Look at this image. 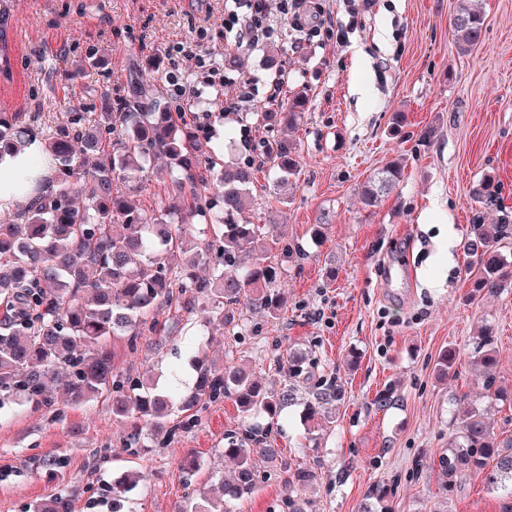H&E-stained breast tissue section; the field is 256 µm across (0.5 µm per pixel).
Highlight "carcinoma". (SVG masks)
I'll list each match as a JSON object with an SVG mask.
<instances>
[{"label": "carcinoma", "instance_id": "cac0c4a2", "mask_svg": "<svg viewBox=\"0 0 512 512\" xmlns=\"http://www.w3.org/2000/svg\"><path fill=\"white\" fill-rule=\"evenodd\" d=\"M452 19L457 52L465 54L484 36L485 13L469 0H460ZM19 0H0V76L12 75L8 34ZM158 88L140 84L133 100L109 105L94 118L74 112L44 138L45 152L55 172L53 190L45 192L41 179L24 173L19 181L33 183V195L8 222H0V396H12L37 407L54 406L49 386L66 377L69 400L86 405L112 389V415L130 424L127 447L149 439L168 445L177 434L199 422V412L223 399L234 401L243 414L241 427L224 435V457L236 462L231 480L219 499L186 498L177 512H234V502L249 498L261 477L251 461L253 447L280 458L282 505L287 512H308L300 491L315 478L313 466L292 470L274 447L275 418L297 404V383L312 379L304 358L292 351L278 358L276 369L288 383L267 391L239 365L216 370L196 357L191 366L193 385L177 386L180 370L170 369L167 386L149 378L125 384L114 365L110 343L126 339L135 350L149 337L155 353L184 320L196 319L206 329L200 343L224 336L239 308L276 319L285 304L274 288L278 268L266 253L278 249L288 255V232L283 224H254L243 216L258 166L255 161H231L216 171L212 162L196 155L192 132L178 123L171 107L156 100ZM307 106L304 92L288 101L280 118L292 125ZM118 138L111 140L109 135ZM35 136L17 125L16 116L0 113V163L17 154ZM168 160L172 190L155 209L142 210L114 189V182L142 184L148 161ZM94 167L87 170L88 159ZM262 163L277 171L285 185L299 174L295 148L268 139L262 143ZM399 159L389 162L364 186L362 199L374 207L392 193L403 177ZM203 224L209 236L199 238L194 226ZM495 231L473 226L464 249L479 266L474 294H494L512 284V261L503 242L512 239V214L503 213ZM183 255L173 264L174 252ZM201 263L214 265L209 277L194 273ZM174 309L172 326L159 325L153 313ZM477 363L482 367L485 397H504L495 386V336L486 327L474 337ZM459 352L450 346L437 357L439 377L457 374ZM343 396L336 378L319 377L303 401L304 418L311 423L329 417V409ZM448 484L469 473L484 475L488 490L499 494L504 512H512V437L499 439L484 412L472 408L456 418L448 452L435 462ZM129 471L112 486L121 499L139 481ZM394 490L378 486L365 494L358 512H392ZM32 512H71L70 500L49 496Z\"/></svg>", "mask_w": 512, "mask_h": 512}]
</instances>
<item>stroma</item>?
I'll list each match as a JSON object with an SVG mask.
<instances>
[{
    "mask_svg": "<svg viewBox=\"0 0 512 512\" xmlns=\"http://www.w3.org/2000/svg\"><path fill=\"white\" fill-rule=\"evenodd\" d=\"M264 2L269 43L287 73L279 101L267 99L262 48L227 52L225 0H21L0 113L46 133L68 113L95 114L107 100L132 98L138 77L154 67L201 157L211 156L219 137L238 161L255 157L272 137L293 144L300 172L287 192L275 190L266 170L247 202L253 223L279 217L300 248L268 254L281 269L286 305L272 320L240 310V343L215 339L208 359L219 368L245 364L263 388L276 390L284 375L272 358L293 350L315 374L342 385L330 421L305 430L297 406L280 421V448L293 465L315 468L306 492L313 512H358L367 490L383 483L395 488L394 512H502L483 476H466L446 494L431 462L467 409H484L501 436L512 435V405L484 397L473 345L482 325L494 326L497 383L512 391V286L470 296L479 272L463 252L473 217L490 228L501 208L512 209V0H482L485 35L465 54L451 27L458 0H375L341 45L327 30L302 41L279 0ZM189 46L196 59L185 57ZM93 48L107 65L78 70ZM229 54L231 68L224 65ZM244 76L254 84L240 103ZM302 88L308 103L296 127L263 120ZM396 112L407 122L395 135ZM428 128L432 138L422 139ZM398 157L403 180L379 206L364 207L363 186ZM489 177L500 186L497 201L476 202L474 189ZM451 345L458 372L444 382L435 364ZM196 347V336L174 330L159 364L147 349L131 352L119 340L115 366L165 375ZM51 396L62 414L55 422L29 404L0 407V512H29L51 494L71 497L73 512H112L111 484L131 468L142 479L122 512H175L188 495L220 494L233 471L223 453L225 433L241 424L233 401L208 406L174 444H147L135 458L123 447L126 426L113 418L108 396L77 409L63 384ZM50 453L61 456L64 476L44 466ZM253 462L263 480L235 512H279L276 468L258 452Z\"/></svg>",
    "mask_w": 512,
    "mask_h": 512,
    "instance_id": "35a3bbf8",
    "label": "stroma"
}]
</instances>
